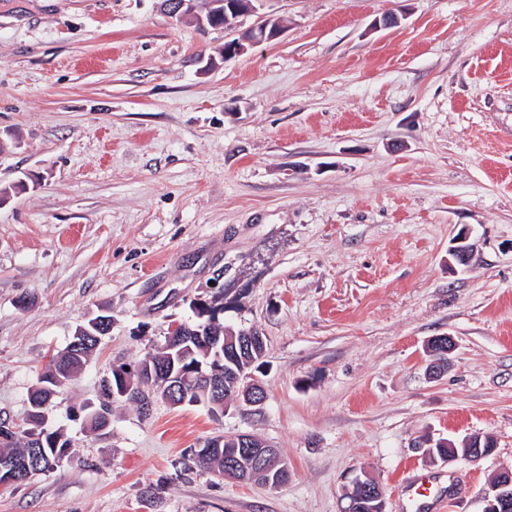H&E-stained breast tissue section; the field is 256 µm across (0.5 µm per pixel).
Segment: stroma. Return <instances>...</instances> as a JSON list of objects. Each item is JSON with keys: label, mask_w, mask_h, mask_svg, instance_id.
I'll list each match as a JSON object with an SVG mask.
<instances>
[{"label": "stroma", "mask_w": 512, "mask_h": 512, "mask_svg": "<svg viewBox=\"0 0 512 512\" xmlns=\"http://www.w3.org/2000/svg\"><path fill=\"white\" fill-rule=\"evenodd\" d=\"M162 3L0 0V422L112 321L54 396L69 458L0 485V512H344L358 477L402 512L416 473L457 476L441 512H482L512 470V0H258L236 30ZM267 16L278 38L221 57ZM215 296L265 338L264 404L116 400L92 430L113 367ZM241 433L285 484L192 462ZM474 435L495 446L476 462L417 448ZM476 248V243L470 241L467 232H459L453 237L448 254L458 265L465 266ZM108 322V319L100 317L91 323V326L102 336H99L100 334H92L85 328H80L78 331H75V333H77L76 335L74 333L75 340H73V335L71 348L79 347L82 342H86L89 338H92L90 339V344H83L79 350L75 351L76 353H71V351H69V343L65 350L61 352L63 353L61 357H58L59 355L53 357L48 368L43 372V377L40 379V383L45 384V386L36 390L29 399L30 411L36 410L48 415L53 410L54 404L52 398L54 392L57 388L67 384L77 376V373L81 370L83 365L86 364L87 360L98 346L94 340L101 342L102 337L109 333L110 326H108ZM84 334L89 336H83Z\"/></svg>", "instance_id": "35a3bbf8"}]
</instances>
